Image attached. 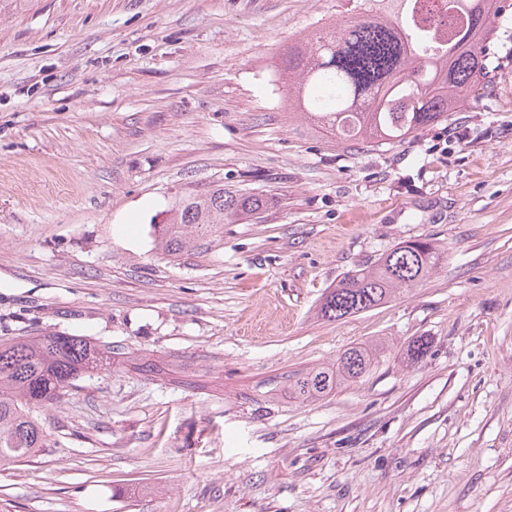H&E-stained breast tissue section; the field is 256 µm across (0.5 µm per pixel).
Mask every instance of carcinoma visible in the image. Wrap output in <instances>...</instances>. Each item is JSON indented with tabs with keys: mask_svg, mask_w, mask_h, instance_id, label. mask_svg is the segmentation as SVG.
<instances>
[{
	"mask_svg": "<svg viewBox=\"0 0 512 512\" xmlns=\"http://www.w3.org/2000/svg\"><path fill=\"white\" fill-rule=\"evenodd\" d=\"M369 13L318 30L290 48L283 64L296 82L288 97L319 129L340 141L401 143L446 120L487 68L485 37L500 14L497 0H371ZM267 205L259 194L217 185L180 196L162 225L159 245L176 256L197 236L211 237ZM447 258L428 239L403 242L372 268L351 270L331 289L322 317L338 321L418 286ZM373 353L351 346L337 368L292 376L298 397L330 395L341 381L362 377ZM112 370V345L49 333L0 342V466L48 447L41 412L58 407L75 381Z\"/></svg>",
	"mask_w": 512,
	"mask_h": 512,
	"instance_id": "1",
	"label": "carcinoma"
}]
</instances>
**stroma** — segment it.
<instances>
[{"mask_svg": "<svg viewBox=\"0 0 512 512\" xmlns=\"http://www.w3.org/2000/svg\"><path fill=\"white\" fill-rule=\"evenodd\" d=\"M367 0H18L0 15V340L112 346L0 467V512H512V9L448 121L339 142L281 56ZM264 211L173 258L175 194ZM447 259L340 321L325 292L398 244ZM428 340L419 360L407 350ZM380 344L304 401L289 375Z\"/></svg>", "mask_w": 512, "mask_h": 512, "instance_id": "35a3bbf8", "label": "stroma"}]
</instances>
